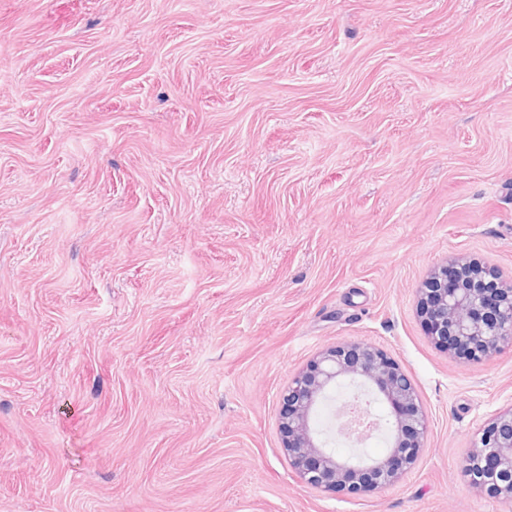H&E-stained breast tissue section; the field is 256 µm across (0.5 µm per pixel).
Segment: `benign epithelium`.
<instances>
[{
	"instance_id": "benign-epithelium-1",
	"label": "benign epithelium",
	"mask_w": 512,
	"mask_h": 512,
	"mask_svg": "<svg viewBox=\"0 0 512 512\" xmlns=\"http://www.w3.org/2000/svg\"><path fill=\"white\" fill-rule=\"evenodd\" d=\"M458 282L448 287V267ZM419 314L437 346L468 362H481L512 344V283L494 268L454 257L436 266L419 291ZM348 382L371 391L390 410L391 451L355 462L341 459L317 439L313 414L330 390ZM282 445L302 483L321 490L366 492L398 483L416 462L428 434L417 388L379 348L351 343L322 350L296 373L282 394ZM470 484L512 504V407L476 434L462 463Z\"/></svg>"
}]
</instances>
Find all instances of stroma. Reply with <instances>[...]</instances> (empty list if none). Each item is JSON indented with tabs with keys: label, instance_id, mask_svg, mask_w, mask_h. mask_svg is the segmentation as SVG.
I'll return each instance as SVG.
<instances>
[{
	"label": "stroma",
	"instance_id": "obj_1",
	"mask_svg": "<svg viewBox=\"0 0 512 512\" xmlns=\"http://www.w3.org/2000/svg\"><path fill=\"white\" fill-rule=\"evenodd\" d=\"M457 255L512 280V0H0V512H506L512 346L417 313ZM353 342L429 420L360 495L281 434ZM462 469L470 484L509 505L512 504V407L499 412L476 434Z\"/></svg>",
	"mask_w": 512,
	"mask_h": 512
}]
</instances>
